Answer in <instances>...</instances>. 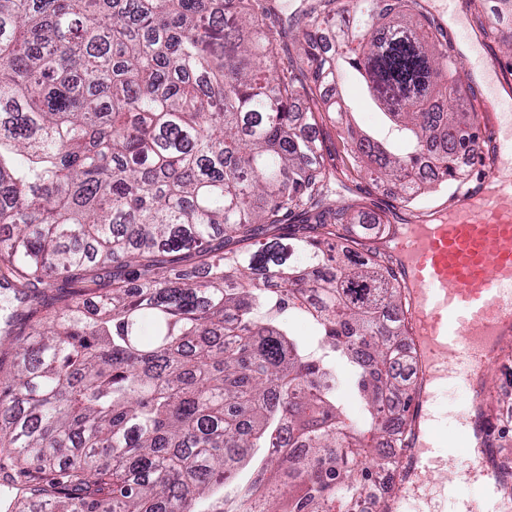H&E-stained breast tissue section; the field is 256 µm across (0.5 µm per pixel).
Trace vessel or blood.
Listing matches in <instances>:
<instances>
[{
  "label": "vessel or blood",
  "instance_id": "obj_1",
  "mask_svg": "<svg viewBox=\"0 0 512 512\" xmlns=\"http://www.w3.org/2000/svg\"><path fill=\"white\" fill-rule=\"evenodd\" d=\"M484 182L460 193L438 223L411 224L396 236L419 368L410 411L419 424L428 418L434 381L472 380L473 368H486L512 338V169L489 167ZM454 445L444 432L416 430L394 501L407 496L436 449Z\"/></svg>",
  "mask_w": 512,
  "mask_h": 512
}]
</instances>
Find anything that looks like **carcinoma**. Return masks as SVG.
<instances>
[{
    "mask_svg": "<svg viewBox=\"0 0 512 512\" xmlns=\"http://www.w3.org/2000/svg\"><path fill=\"white\" fill-rule=\"evenodd\" d=\"M315 0L290 71L273 0H0V288L33 318L0 354V472L19 512H357L390 490L414 396L388 218L329 202L301 99L354 73L405 142L349 131L375 182L484 153L448 109L460 63L419 0ZM293 225L286 235L270 230ZM112 271L96 311L78 285ZM303 318V341L280 322ZM9 364V371L3 370ZM354 390L363 415L338 400Z\"/></svg>",
    "mask_w": 512,
    "mask_h": 512,
    "instance_id": "cac0c4a2",
    "label": "carcinoma"
}]
</instances>
